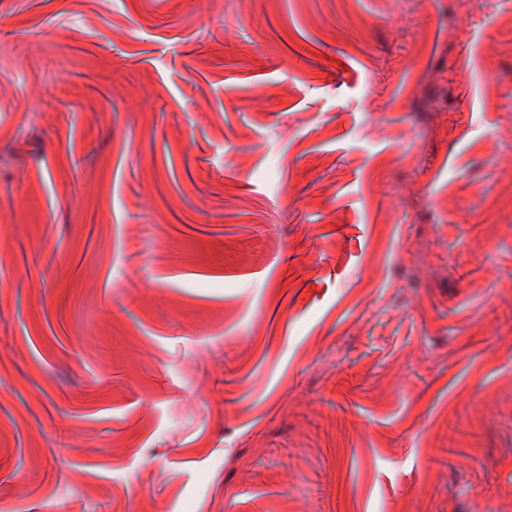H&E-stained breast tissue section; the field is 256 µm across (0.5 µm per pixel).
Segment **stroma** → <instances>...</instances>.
<instances>
[{"mask_svg": "<svg viewBox=\"0 0 512 512\" xmlns=\"http://www.w3.org/2000/svg\"><path fill=\"white\" fill-rule=\"evenodd\" d=\"M512 0H0V512H512Z\"/></svg>", "mask_w": 512, "mask_h": 512, "instance_id": "stroma-1", "label": "stroma"}]
</instances>
